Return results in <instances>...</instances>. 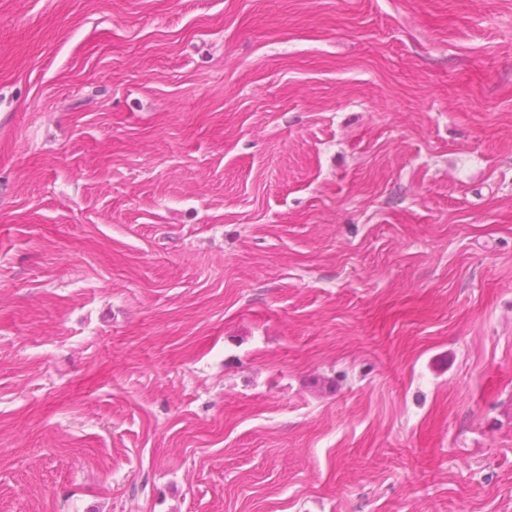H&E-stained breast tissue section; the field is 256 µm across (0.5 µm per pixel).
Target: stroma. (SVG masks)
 <instances>
[{
  "label": "stroma",
  "mask_w": 512,
  "mask_h": 512,
  "mask_svg": "<svg viewBox=\"0 0 512 512\" xmlns=\"http://www.w3.org/2000/svg\"><path fill=\"white\" fill-rule=\"evenodd\" d=\"M0 512H512V0H0Z\"/></svg>",
  "instance_id": "stroma-1"
}]
</instances>
